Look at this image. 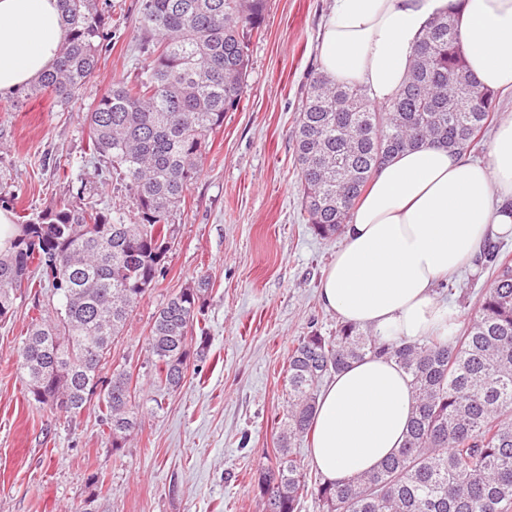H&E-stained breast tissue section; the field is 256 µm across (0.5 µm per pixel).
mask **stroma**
Masks as SVG:
<instances>
[{
	"label": "stroma",
	"mask_w": 512,
	"mask_h": 512,
	"mask_svg": "<svg viewBox=\"0 0 512 512\" xmlns=\"http://www.w3.org/2000/svg\"><path fill=\"white\" fill-rule=\"evenodd\" d=\"M142 0H112L111 40L94 78L74 104L46 94L0 99V196L15 216L32 217L70 197L81 181L102 206L136 215L91 152L87 109L114 80L136 81L133 51ZM330 0H269L251 36L246 95L212 135L203 171L172 227L174 247L152 291L112 346L142 389L141 426L113 450L97 414L70 419L27 393L17 353L37 308H54L52 289L18 291L0 321V512H260L255 473L271 455L284 420L288 352L311 333L335 335L340 320L319 295L340 238L316 235L301 207L291 131ZM208 275L202 357H191L179 389L152 387L147 336L157 310ZM464 269L436 293L458 321L470 316L490 281Z\"/></svg>",
	"instance_id": "obj_1"
}]
</instances>
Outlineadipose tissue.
<instances>
[{"mask_svg": "<svg viewBox=\"0 0 512 512\" xmlns=\"http://www.w3.org/2000/svg\"><path fill=\"white\" fill-rule=\"evenodd\" d=\"M448 0H332L319 46L323 73L389 103L430 20ZM470 73L512 93V0H468L458 22ZM68 30L60 0H0V98L51 71ZM512 233V115L487 162L439 146L400 153L375 175L344 227L320 288L326 308L384 339L448 333L438 279L468 267L489 235ZM414 405L394 360L368 356L336 374L318 398L311 460L336 481L372 470L400 448Z\"/></svg>", "mask_w": 512, "mask_h": 512, "instance_id": "obj_1", "label": "adipose tissue"}]
</instances>
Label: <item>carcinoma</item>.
<instances>
[{
	"label": "carcinoma",
	"mask_w": 512,
	"mask_h": 512,
	"mask_svg": "<svg viewBox=\"0 0 512 512\" xmlns=\"http://www.w3.org/2000/svg\"><path fill=\"white\" fill-rule=\"evenodd\" d=\"M68 35L50 72L24 89L67 106L96 72L109 37L98 0H60ZM465 0L433 19L395 98L378 109L366 88L309 74L292 131L308 223L340 235L376 171L395 154L440 145L480 150L499 106L498 92L467 70L458 39ZM268 0H142L135 84L118 79L86 113L93 152L125 182L138 221L121 209L72 198L16 224L0 247V319L38 266L61 297L49 319L35 318L19 350L27 389L37 403L70 417L95 404L114 450L140 427L132 375L101 368L129 315L154 287L171 249V225L200 173L208 139L237 110L246 88L248 43L265 22ZM480 261L493 279L460 329L448 336L385 341L345 323L336 335L298 339L288 355L286 421L273 457L256 472L262 512H298L307 497L322 512H512V259L496 243ZM200 276L157 311L147 337L159 382L181 386L209 289ZM367 355H386L414 393L405 441L373 470L341 481L312 480L294 443L311 439L324 380Z\"/></svg>",
	"instance_id": "cac0c4a2"
}]
</instances>
